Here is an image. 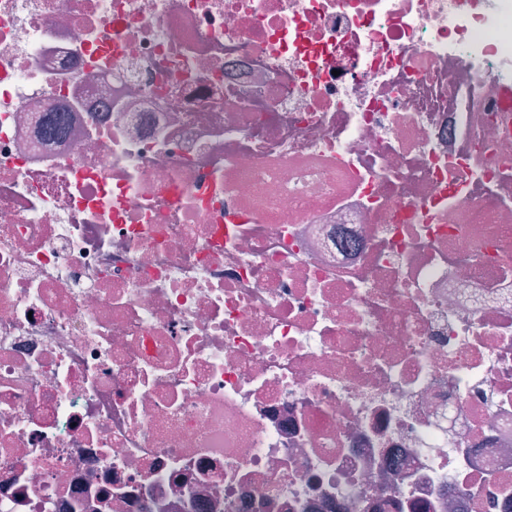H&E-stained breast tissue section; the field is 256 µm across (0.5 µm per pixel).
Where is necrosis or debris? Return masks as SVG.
Segmentation results:
<instances>
[{"mask_svg": "<svg viewBox=\"0 0 512 512\" xmlns=\"http://www.w3.org/2000/svg\"><path fill=\"white\" fill-rule=\"evenodd\" d=\"M0 512H512V0H0Z\"/></svg>", "mask_w": 512, "mask_h": 512, "instance_id": "obj_1", "label": "necrosis or debris"}]
</instances>
